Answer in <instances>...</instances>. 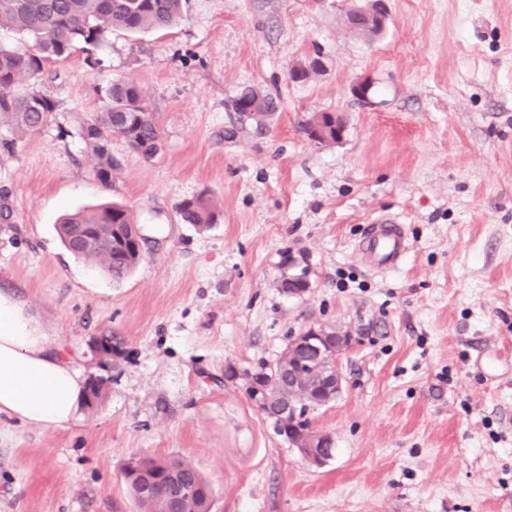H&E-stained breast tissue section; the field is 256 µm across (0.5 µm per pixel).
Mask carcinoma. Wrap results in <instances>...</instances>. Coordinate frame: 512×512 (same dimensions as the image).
<instances>
[{
    "mask_svg": "<svg viewBox=\"0 0 512 512\" xmlns=\"http://www.w3.org/2000/svg\"><path fill=\"white\" fill-rule=\"evenodd\" d=\"M186 0H0V29L22 35L29 44L0 47V145L10 149L18 136L36 134L56 120V103L25 88L43 74L45 65L68 58L81 49L86 61L92 51L115 29L139 34L162 29L182 18ZM232 110L242 120L260 121L276 111L273 98L256 90L240 93ZM75 134L93 151L94 179L112 188L118 163L112 157V137H121L135 152L153 158L163 147L159 116L145 100L138 84L130 78H116L105 88L102 106L80 121ZM181 220L206 229L216 223L217 205L202 192L179 206ZM138 225L124 206L114 203L90 213L66 217L58 227L65 248L75 257L98 265L114 281L128 277L138 266L143 252L137 242ZM327 364L323 357L291 341L282 355L264 364L251 379L273 383L272 405L288 399L298 403L294 431L309 427V408L321 406L326 397L314 388L312 371ZM183 477L182 486H195L184 506L185 512H210L213 489L197 468L182 459L133 456L123 468V482L139 512H167L171 492L167 476Z\"/></svg>",
    "mask_w": 512,
    "mask_h": 512,
    "instance_id": "obj_1",
    "label": "carcinoma"
}]
</instances>
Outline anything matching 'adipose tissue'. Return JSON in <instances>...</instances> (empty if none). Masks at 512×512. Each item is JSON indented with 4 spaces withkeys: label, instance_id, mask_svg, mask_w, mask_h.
Returning a JSON list of instances; mask_svg holds the SVG:
<instances>
[{
    "label": "adipose tissue",
    "instance_id": "ef3b65f1",
    "mask_svg": "<svg viewBox=\"0 0 512 512\" xmlns=\"http://www.w3.org/2000/svg\"><path fill=\"white\" fill-rule=\"evenodd\" d=\"M85 380L45 323L0 291V414L27 425L60 429L78 418Z\"/></svg>",
    "mask_w": 512,
    "mask_h": 512
}]
</instances>
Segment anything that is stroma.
<instances>
[{
	"label": "stroma",
	"mask_w": 512,
	"mask_h": 512,
	"mask_svg": "<svg viewBox=\"0 0 512 512\" xmlns=\"http://www.w3.org/2000/svg\"><path fill=\"white\" fill-rule=\"evenodd\" d=\"M364 4L189 0L178 25L113 31L95 64L79 50L33 83L57 123L0 148V289L105 394L64 430L0 414V512H138L122 469L139 454L192 463L212 512H512V0H388L372 36L344 21ZM120 77L165 148L113 139L106 190L71 132ZM248 89L277 103L264 125L231 108ZM315 112L342 116L340 142L307 138ZM203 191L220 216L201 231L178 207ZM112 200L147 237L119 282L55 230ZM377 217L410 244L390 270L357 251ZM290 254L309 270L299 297L277 286ZM311 326L355 338L341 394L308 413L334 441L319 468L245 391Z\"/></svg>",
	"instance_id": "stroma-1"
}]
</instances>
